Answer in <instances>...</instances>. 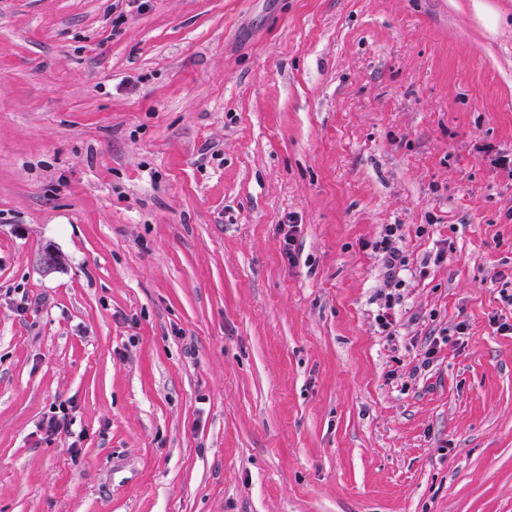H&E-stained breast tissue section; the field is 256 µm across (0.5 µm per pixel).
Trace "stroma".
Returning a JSON list of instances; mask_svg holds the SVG:
<instances>
[{
    "instance_id": "1",
    "label": "stroma",
    "mask_w": 512,
    "mask_h": 512,
    "mask_svg": "<svg viewBox=\"0 0 512 512\" xmlns=\"http://www.w3.org/2000/svg\"><path fill=\"white\" fill-rule=\"evenodd\" d=\"M492 147L512 0H0V512H512ZM400 231V225L386 224L382 228L379 238L372 244V248L382 253V258L387 269V280L385 287L381 288L378 296L383 303L380 306V312L377 315L378 324L384 331L389 330L393 324V316L391 310L397 297L396 290L402 285V280H398L397 271L401 267H405L407 260L401 251L394 246Z\"/></svg>"
}]
</instances>
